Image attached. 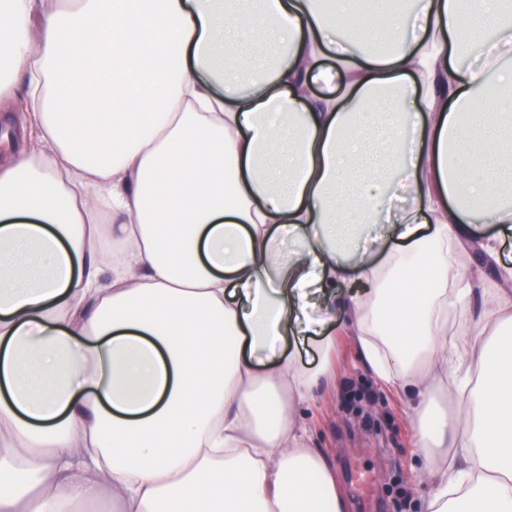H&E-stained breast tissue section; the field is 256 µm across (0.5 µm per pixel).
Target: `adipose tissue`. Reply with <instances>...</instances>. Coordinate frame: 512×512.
<instances>
[{
	"mask_svg": "<svg viewBox=\"0 0 512 512\" xmlns=\"http://www.w3.org/2000/svg\"><path fill=\"white\" fill-rule=\"evenodd\" d=\"M249 4L0 0V97L32 106L0 142V512H347L304 415L332 325L423 414L424 512H512V266L481 233L512 223V67L457 64L512 51V0L410 30L375 0L344 39L355 0ZM316 339H309L304 342L297 340L296 346L293 337H290L287 344V354L288 352H294L306 368H316L320 363V355L318 353L319 341Z\"/></svg>",
	"mask_w": 512,
	"mask_h": 512,
	"instance_id": "ef3b65f1",
	"label": "adipose tissue"
}]
</instances>
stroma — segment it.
Listing matches in <instances>:
<instances>
[{
    "instance_id": "obj_1",
    "label": "stroma",
    "mask_w": 512,
    "mask_h": 512,
    "mask_svg": "<svg viewBox=\"0 0 512 512\" xmlns=\"http://www.w3.org/2000/svg\"><path fill=\"white\" fill-rule=\"evenodd\" d=\"M336 387L308 413L315 447L330 457L349 512H420L422 460L410 411L360 364L354 343L336 339Z\"/></svg>"
}]
</instances>
